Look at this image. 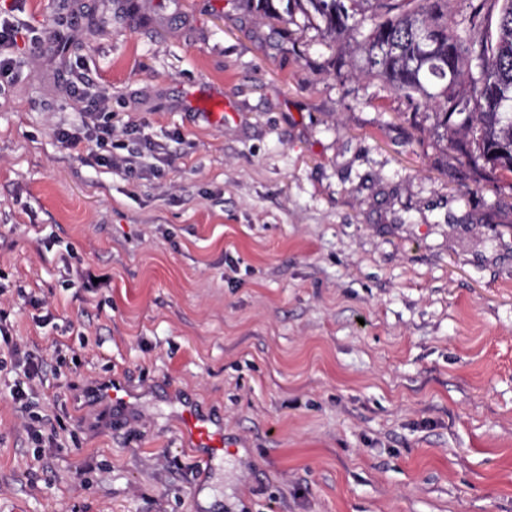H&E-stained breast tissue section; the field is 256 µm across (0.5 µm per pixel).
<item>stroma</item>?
I'll use <instances>...</instances> for the list:
<instances>
[{
  "label": "stroma",
  "mask_w": 512,
  "mask_h": 512,
  "mask_svg": "<svg viewBox=\"0 0 512 512\" xmlns=\"http://www.w3.org/2000/svg\"><path fill=\"white\" fill-rule=\"evenodd\" d=\"M272 4L283 21L256 0H18L0 512H512V176ZM80 74L136 171L60 143L93 106ZM78 270L105 282L75 292ZM111 378L130 404L90 394ZM189 406L234 446L205 474Z\"/></svg>",
  "instance_id": "stroma-1"
}]
</instances>
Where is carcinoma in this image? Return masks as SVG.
<instances>
[{
    "label": "carcinoma",
    "mask_w": 512,
    "mask_h": 512,
    "mask_svg": "<svg viewBox=\"0 0 512 512\" xmlns=\"http://www.w3.org/2000/svg\"><path fill=\"white\" fill-rule=\"evenodd\" d=\"M304 2L327 32L365 35L367 75L418 105L440 107L436 126L470 162L512 174V0H462L463 28L442 11L447 0H387L375 18L368 12L382 0ZM498 2L495 32L474 38Z\"/></svg>",
    "instance_id": "1"
}]
</instances>
